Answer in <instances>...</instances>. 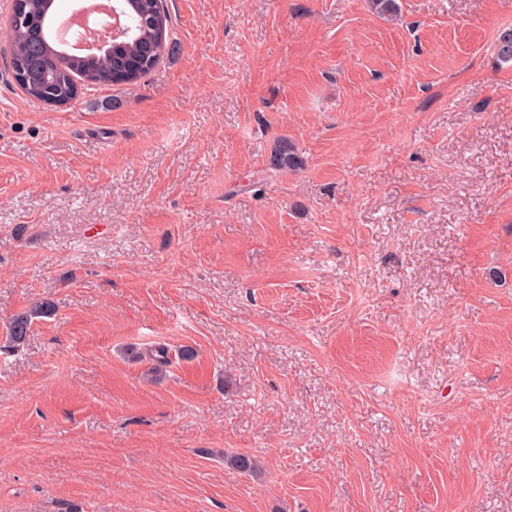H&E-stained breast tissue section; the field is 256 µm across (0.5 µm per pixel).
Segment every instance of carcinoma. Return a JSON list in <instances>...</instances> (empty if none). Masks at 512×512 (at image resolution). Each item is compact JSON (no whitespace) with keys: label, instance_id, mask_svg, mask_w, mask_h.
Masks as SVG:
<instances>
[{"label":"carcinoma","instance_id":"cac0c4a2","mask_svg":"<svg viewBox=\"0 0 512 512\" xmlns=\"http://www.w3.org/2000/svg\"><path fill=\"white\" fill-rule=\"evenodd\" d=\"M55 0H14L8 22L5 52L9 63L24 64L27 81L12 73L18 88L31 100L46 103L51 98L74 99L85 88H103L135 83L149 74L165 56L171 43V19L164 0H133L128 6L135 35L112 47L106 55L71 56L55 48L46 35V25L53 13ZM497 58L512 62V30L496 39ZM272 165L291 169L302 165L286 141L274 150ZM52 313L47 302L18 314L9 323L10 342L20 345L27 339L32 321ZM236 470L253 473L256 460L236 454L227 458Z\"/></svg>","mask_w":512,"mask_h":512}]
</instances>
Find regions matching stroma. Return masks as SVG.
<instances>
[{"label":"stroma","mask_w":512,"mask_h":512,"mask_svg":"<svg viewBox=\"0 0 512 512\" xmlns=\"http://www.w3.org/2000/svg\"><path fill=\"white\" fill-rule=\"evenodd\" d=\"M397 2L166 0L57 107L0 53V512H512V0ZM51 313V305L47 302H42L28 311L14 316L8 327L10 342L17 346L23 344L30 333L33 319L46 317Z\"/></svg>","instance_id":"35a3bbf8"}]
</instances>
